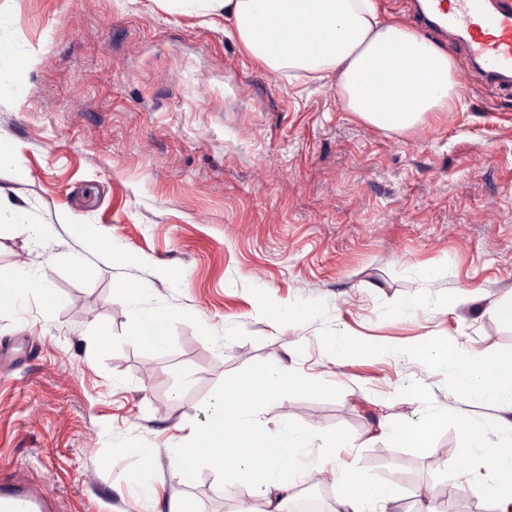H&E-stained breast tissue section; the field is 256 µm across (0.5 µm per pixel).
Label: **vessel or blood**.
I'll return each mask as SVG.
<instances>
[{
  "label": "vessel or blood",
  "mask_w": 512,
  "mask_h": 512,
  "mask_svg": "<svg viewBox=\"0 0 512 512\" xmlns=\"http://www.w3.org/2000/svg\"><path fill=\"white\" fill-rule=\"evenodd\" d=\"M405 24L448 40L462 55V84L512 91V0H412ZM55 496L0 463V512H53Z\"/></svg>",
  "instance_id": "vessel-or-blood-1"
}]
</instances>
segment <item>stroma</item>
<instances>
[{
  "mask_svg": "<svg viewBox=\"0 0 512 512\" xmlns=\"http://www.w3.org/2000/svg\"><path fill=\"white\" fill-rule=\"evenodd\" d=\"M0 12L31 54L23 94L0 89V189L32 222L0 228V274L39 267L52 285L0 302V462L46 481L60 512H130L145 460L154 512L174 497L237 512L220 472L180 480L171 447L232 380L285 367L298 385L257 413L266 433L342 440L337 470L396 486L403 512L423 492L492 512L452 467L492 481L457 416L496 412L455 392L440 357H512V101L462 87L452 111L382 130L324 96L334 77L267 70L220 16L159 0ZM275 305L294 318L274 325ZM142 308L170 314L167 345L136 336Z\"/></svg>",
  "mask_w": 512,
  "mask_h": 512,
  "instance_id": "stroma-1",
  "label": "stroma"
}]
</instances>
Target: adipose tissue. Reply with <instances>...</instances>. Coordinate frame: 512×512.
Returning <instances> with one entry per match:
<instances>
[{
  "instance_id": "adipose-tissue-1",
  "label": "adipose tissue",
  "mask_w": 512,
  "mask_h": 512,
  "mask_svg": "<svg viewBox=\"0 0 512 512\" xmlns=\"http://www.w3.org/2000/svg\"><path fill=\"white\" fill-rule=\"evenodd\" d=\"M179 9L200 7L222 14L232 35L271 72L338 75L344 111L385 130H409L429 113L447 112L458 96L454 62L448 52L401 23L385 20L374 0H167ZM42 270L27 266L0 277V299L36 292L49 295ZM455 387L476 404L493 407V420H464L460 447L484 453L497 480L485 493L497 512H512V374L503 375L493 348L480 357L465 351L442 361ZM296 384L287 369L236 379L201 428L193 447H173L180 478L204 466L219 470L224 489L239 497V512H252L248 498L260 495L261 512H287L294 487L327 473L332 447L314 445L313 431L281 424L266 435L251 413L281 403ZM316 447L309 463L306 448ZM342 490L332 512H400L399 492L388 484L359 485L354 473L338 474Z\"/></svg>"
}]
</instances>
